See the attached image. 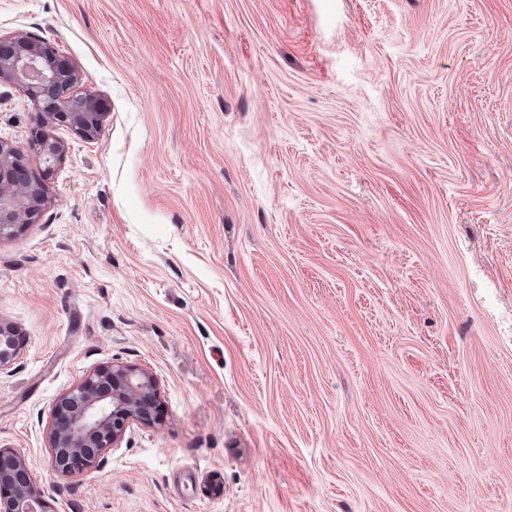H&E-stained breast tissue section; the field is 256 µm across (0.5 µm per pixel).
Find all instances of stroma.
I'll return each instance as SVG.
<instances>
[{
	"mask_svg": "<svg viewBox=\"0 0 512 512\" xmlns=\"http://www.w3.org/2000/svg\"><path fill=\"white\" fill-rule=\"evenodd\" d=\"M108 103L0 239V448L55 512H512V0H0ZM35 111L0 85L31 173ZM160 419L51 466L95 367ZM17 352L13 329L0 322V373L14 359Z\"/></svg>",
	"mask_w": 512,
	"mask_h": 512,
	"instance_id": "35a3bbf8",
	"label": "stroma"
}]
</instances>
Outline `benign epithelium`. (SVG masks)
I'll list each match as a JSON object with an SVG mask.
<instances>
[{
    "label": "benign epithelium",
    "mask_w": 512,
    "mask_h": 512,
    "mask_svg": "<svg viewBox=\"0 0 512 512\" xmlns=\"http://www.w3.org/2000/svg\"><path fill=\"white\" fill-rule=\"evenodd\" d=\"M80 81L76 65L61 60L45 40L23 33L0 36V83L21 87L38 116L31 146L44 164L37 178L42 186L67 154L65 143L46 128L67 126L86 140L101 128L105 111L96 95L80 90ZM20 163L19 151L0 140V238L33 223L41 210L42 200L15 181ZM16 352L13 329L0 322V371ZM156 402V379L148 371L114 363L95 368L54 403L47 431L54 469L73 476L100 465L133 427L155 423ZM51 501L30 477L26 460L0 448V512H54Z\"/></svg>",
    "instance_id": "obj_1"
}]
</instances>
